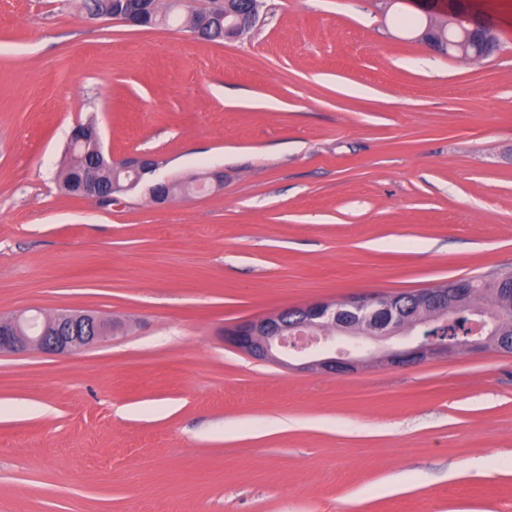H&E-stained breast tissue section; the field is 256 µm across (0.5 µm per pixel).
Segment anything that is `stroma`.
I'll list each match as a JSON object with an SVG mask.
<instances>
[{"label": "stroma", "mask_w": 512, "mask_h": 512, "mask_svg": "<svg viewBox=\"0 0 512 512\" xmlns=\"http://www.w3.org/2000/svg\"><path fill=\"white\" fill-rule=\"evenodd\" d=\"M206 41L80 0H0V317L120 321L0 356V512H512V354L326 376L251 359L241 321L512 269V0L499 51L418 38L434 0H262ZM148 152L170 199L60 182L72 128Z\"/></svg>", "instance_id": "obj_1"}]
</instances>
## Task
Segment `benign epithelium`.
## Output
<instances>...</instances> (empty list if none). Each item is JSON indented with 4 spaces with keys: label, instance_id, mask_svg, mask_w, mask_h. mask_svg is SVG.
I'll list each match as a JSON object with an SVG mask.
<instances>
[{
    "label": "benign epithelium",
    "instance_id": "7a95c632",
    "mask_svg": "<svg viewBox=\"0 0 512 512\" xmlns=\"http://www.w3.org/2000/svg\"><path fill=\"white\" fill-rule=\"evenodd\" d=\"M260 3L251 2L249 13L224 27V34L231 38L238 28L253 26L259 21ZM480 16L473 15L470 27L460 31L448 30V51L460 56L481 58L469 53L471 45L478 42L475 34ZM71 139L94 146L100 156H105L98 128L86 129L78 125ZM116 169L124 174L126 185L115 184L103 192L96 183L80 180L82 196L95 198L103 208L120 206L128 192L143 184L160 168L155 155L142 153L114 160ZM422 296L432 305L456 306L460 303L461 289L447 294L435 288L421 289ZM298 314L303 320L288 325V316ZM395 309L385 296L368 295L351 298L339 303L315 302L268 316L246 320L225 329V340L251 357L281 364L283 358L301 360L298 368L331 375H345L360 366L374 363L385 367H399L448 354V345L434 341L425 332H419L402 347L386 352H374V341L387 340L405 331L393 324ZM112 330L111 322L89 313H58L52 317L23 313L8 319L0 318V353L35 348L44 354L61 355L77 353L102 341Z\"/></svg>",
    "mask_w": 512,
    "mask_h": 512
}]
</instances>
